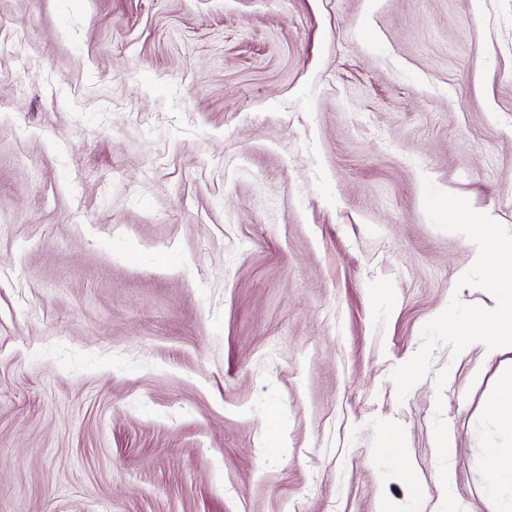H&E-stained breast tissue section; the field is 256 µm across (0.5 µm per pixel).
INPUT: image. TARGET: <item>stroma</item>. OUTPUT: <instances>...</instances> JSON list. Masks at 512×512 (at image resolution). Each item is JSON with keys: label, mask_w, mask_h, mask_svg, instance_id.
<instances>
[{"label": "stroma", "mask_w": 512, "mask_h": 512, "mask_svg": "<svg viewBox=\"0 0 512 512\" xmlns=\"http://www.w3.org/2000/svg\"><path fill=\"white\" fill-rule=\"evenodd\" d=\"M465 208L512 0H0V512H497Z\"/></svg>", "instance_id": "stroma-1"}]
</instances>
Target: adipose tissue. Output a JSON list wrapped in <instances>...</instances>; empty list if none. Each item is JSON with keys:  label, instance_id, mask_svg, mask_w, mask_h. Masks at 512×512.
Listing matches in <instances>:
<instances>
[{"label": "adipose tissue", "instance_id": "obj_1", "mask_svg": "<svg viewBox=\"0 0 512 512\" xmlns=\"http://www.w3.org/2000/svg\"><path fill=\"white\" fill-rule=\"evenodd\" d=\"M471 214L461 212L452 223L461 231L473 261L487 273L488 284L499 294L500 301L488 313L462 318L443 311L439 321L460 344H481L488 355H495L503 344L512 345V243H506L491 232L479 235L470 231Z\"/></svg>", "mask_w": 512, "mask_h": 512}]
</instances>
